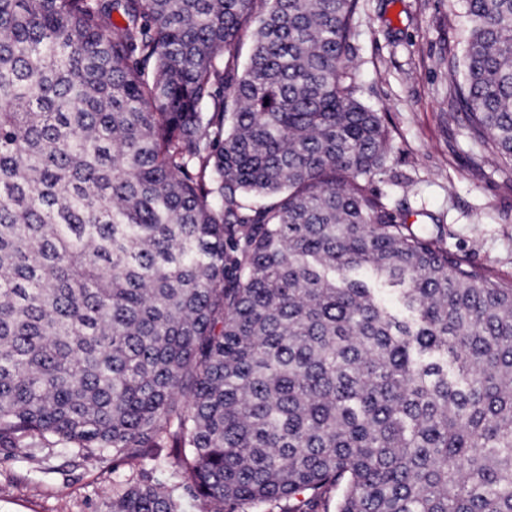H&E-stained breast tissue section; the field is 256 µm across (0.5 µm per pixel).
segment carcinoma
I'll use <instances>...</instances> for the list:
<instances>
[{
    "label": "carcinoma",
    "instance_id": "carcinoma-1",
    "mask_svg": "<svg viewBox=\"0 0 512 512\" xmlns=\"http://www.w3.org/2000/svg\"><path fill=\"white\" fill-rule=\"evenodd\" d=\"M464 3L512 164V0ZM357 9L0 0V448L176 450L108 512H512V279L372 189ZM176 462L172 448H164L159 459H146L139 466L134 467V471L140 469L153 482L160 481L169 484L173 481L172 473L177 468Z\"/></svg>",
    "mask_w": 512,
    "mask_h": 512
}]
</instances>
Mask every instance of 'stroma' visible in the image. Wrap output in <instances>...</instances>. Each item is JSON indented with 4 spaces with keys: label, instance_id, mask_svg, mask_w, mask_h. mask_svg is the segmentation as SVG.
<instances>
[{
    "label": "stroma",
    "instance_id": "35a3bbf8",
    "mask_svg": "<svg viewBox=\"0 0 512 512\" xmlns=\"http://www.w3.org/2000/svg\"><path fill=\"white\" fill-rule=\"evenodd\" d=\"M462 0H359L357 97L381 113L392 150L379 189L409 222L431 216L448 250L512 278V165L484 164L452 94L463 79ZM128 466L37 449L0 463V512H107Z\"/></svg>",
    "mask_w": 512,
    "mask_h": 512
}]
</instances>
